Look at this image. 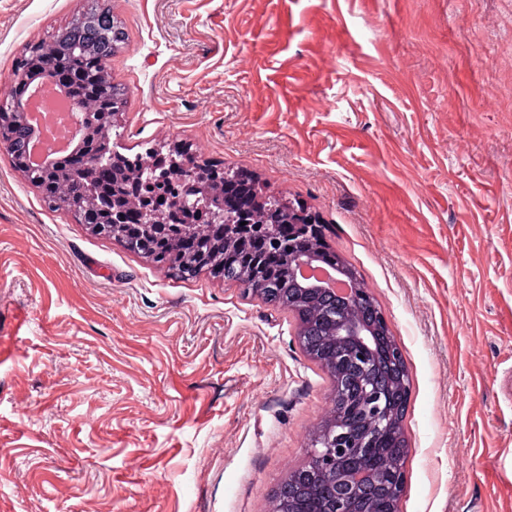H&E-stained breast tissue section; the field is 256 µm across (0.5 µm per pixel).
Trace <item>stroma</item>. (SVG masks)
I'll return each mask as SVG.
<instances>
[{"instance_id":"stroma-1","label":"stroma","mask_w":512,"mask_h":512,"mask_svg":"<svg viewBox=\"0 0 512 512\" xmlns=\"http://www.w3.org/2000/svg\"><path fill=\"white\" fill-rule=\"evenodd\" d=\"M87 0H0V82ZM119 146L302 200L413 388L402 512H512V0H115ZM292 317L46 209L0 152V512H269L329 403Z\"/></svg>"}]
</instances>
